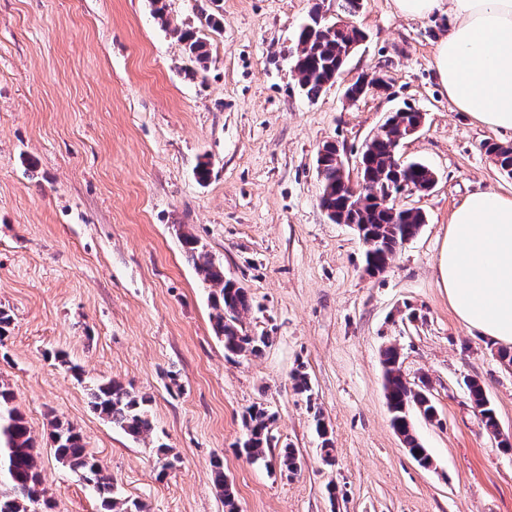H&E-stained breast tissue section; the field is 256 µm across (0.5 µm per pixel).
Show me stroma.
<instances>
[{"label": "stroma", "mask_w": 512, "mask_h": 512, "mask_svg": "<svg viewBox=\"0 0 512 512\" xmlns=\"http://www.w3.org/2000/svg\"><path fill=\"white\" fill-rule=\"evenodd\" d=\"M316 3L327 22L344 14V0H164L160 16L153 0H0V308L13 317L0 379L40 445L53 512L100 508L54 458L56 417L146 512H224L217 459L238 512H512V452L465 386L483 385L512 437V370L498 343L457 318L439 271L463 199L512 193L484 148L512 145V133L452 110L432 69L447 16L407 18L393 0H359L366 40L334 85L307 98L291 56ZM210 15L222 30L208 29ZM185 31L205 35V65L190 62ZM363 73L384 75L385 90L348 100ZM406 107L425 121L398 156L437 180L402 198L425 222L371 275L356 230L319 205L317 152L333 141L357 158ZM186 234L251 294L244 326L269 335L261 354L225 357ZM391 345L437 410L436 421L413 418L429 470L390 425L381 353ZM60 351L82 376L60 366ZM300 365L309 399L292 389ZM102 379L149 397L151 436L133 441L92 409L89 387ZM255 402L274 415L257 463L238 452L241 413ZM161 443L179 457L167 472ZM288 445L303 456L292 476L278 465ZM214 469L212 470L213 484L216 490V493L224 503V511L225 512H236L237 505L235 501V493L232 486V483L228 480L227 476L224 474V466L223 463L216 461L213 465Z\"/></svg>", "instance_id": "stroma-1"}]
</instances>
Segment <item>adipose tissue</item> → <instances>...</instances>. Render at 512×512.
I'll use <instances>...</instances> for the list:
<instances>
[{"mask_svg":"<svg viewBox=\"0 0 512 512\" xmlns=\"http://www.w3.org/2000/svg\"><path fill=\"white\" fill-rule=\"evenodd\" d=\"M397 13L447 15L432 68L478 124L512 131V0H394ZM448 302L479 336L512 344V194L477 190L455 209L440 261Z\"/></svg>","mask_w":512,"mask_h":512,"instance_id":"obj_1","label":"adipose tissue"}]
</instances>
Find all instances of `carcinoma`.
<instances>
[{
	"mask_svg": "<svg viewBox=\"0 0 512 512\" xmlns=\"http://www.w3.org/2000/svg\"><path fill=\"white\" fill-rule=\"evenodd\" d=\"M361 37L362 30L356 27L337 36L317 29L299 32L297 44L302 46V50L294 56V65L299 85L307 98L313 99L321 94L336 73L347 44ZM180 38L186 43L191 61L204 64L208 57L206 39L193 32H184ZM416 116L417 111L410 107L400 110L391 133L397 137L406 135ZM485 150L500 157L501 167L512 168V146L488 142ZM360 160L365 162L371 181L390 180L392 162L383 144L369 140L360 153ZM318 169L321 176L319 201L339 209L345 219L365 225V266L385 265L402 246L400 240L418 234L424 224L418 212L410 216L400 212L393 214L388 208H380L366 198H352L342 193V175L334 158L324 159ZM399 174L416 185L429 181L428 171L419 162L401 164ZM182 240L185 253L196 266L202 281L212 287L211 321L216 336L224 342V351L229 355L243 352L260 354L269 344L270 336L263 332L251 334L243 328V315L251 310L247 290L225 278L224 266L209 256L193 236L185 234ZM382 364L391 426L418 465L428 469L433 466V459L414 431L411 414L417 411L431 420L437 414L435 406L426 394L414 389L402 376L397 348L385 349ZM466 388L470 400L480 410L486 431L499 439L503 450L512 451V440L501 437L496 411L486 398L482 385L472 379L466 383ZM13 401L14 394L0 379V512H48L47 477L41 466L37 440ZM148 402L147 396L130 391L114 379L98 382L91 388L94 411L134 441L144 439L153 431ZM273 420V415L261 405L254 404L242 414L243 439L239 447L249 460H265L271 442L269 425ZM313 421L321 438L323 458L330 464L333 462V442L318 408L314 411ZM51 438L56 460L80 474L92 487L101 501L103 512H143L144 506L136 504L131 507L120 499L112 477L87 451L79 429L57 419L52 424ZM279 463L295 474L301 469L302 459L296 449L284 448L279 454ZM212 475L216 493L224 503V512H237L234 489L224 474L223 463L215 462Z\"/></svg>",
	"mask_w": 512,
	"mask_h": 512,
	"instance_id": "1",
	"label": "carcinoma"
}]
</instances>
